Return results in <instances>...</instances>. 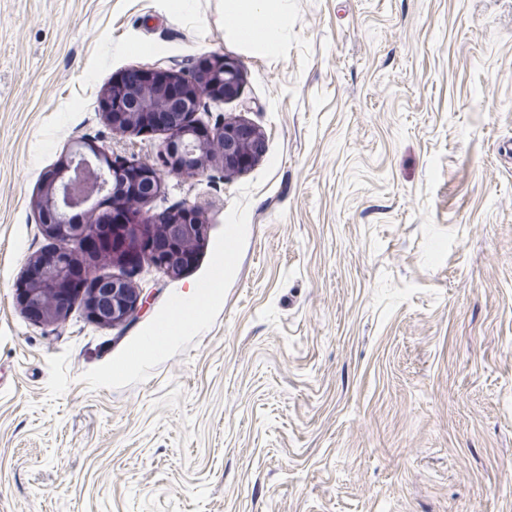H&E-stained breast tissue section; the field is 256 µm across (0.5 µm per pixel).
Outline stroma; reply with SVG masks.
Instances as JSON below:
<instances>
[{"label":"stroma","mask_w":512,"mask_h":512,"mask_svg":"<svg viewBox=\"0 0 512 512\" xmlns=\"http://www.w3.org/2000/svg\"><path fill=\"white\" fill-rule=\"evenodd\" d=\"M228 26L224 0H0V512H512V0H288L274 55ZM216 53L241 88L204 120L265 151L165 176L150 212L205 208L195 266L133 273V327L34 323L45 176L164 139L113 131L103 89ZM220 291V286L216 285L211 289L209 296L203 299L200 298V292L197 288L185 294L186 301L184 303L188 307V310L180 312L175 320L172 319L171 324L174 325L175 331L169 334H153L156 336H151L142 346V359L150 358L161 353L171 342L175 341L178 336L189 333L200 323L211 304L219 302L221 298ZM192 312L196 313L197 316H194Z\"/></svg>","instance_id":"1"}]
</instances>
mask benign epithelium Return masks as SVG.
<instances>
[{
    "mask_svg": "<svg viewBox=\"0 0 512 512\" xmlns=\"http://www.w3.org/2000/svg\"><path fill=\"white\" fill-rule=\"evenodd\" d=\"M239 77L241 65L238 60L216 53L205 65L191 71L178 73L164 68H137L115 78L103 94V99L109 102L104 118L112 129L138 134L150 124L166 134V139L159 145L155 161L141 159L135 154L122 156L112 161L104 177L92 156L78 154L65 166L69 170V178L81 182L88 194H98L106 189L112 194L121 190L124 176L131 172L140 174L148 184L160 188L165 174L179 175L190 171L202 175L207 172L214 156L212 146L218 142L222 147L224 174L231 176L239 172L254 157L252 153L244 154L247 142L254 136L251 125L239 121L210 128L201 121L197 122V139L187 151L183 149L184 129L178 113L172 111L176 103L187 108L204 98L224 101V94L233 89ZM45 183L49 184L44 190L45 198L55 205L57 211L73 212L83 207L84 199L71 195L62 174L47 176ZM154 199L155 196L151 195L140 200L137 206H126L122 220L112 224L114 248L126 247L129 234L146 239L161 232L168 224L180 225L187 239L202 237L205 219L200 208L176 207L153 219L146 215L144 206ZM42 223V234L49 244L36 253L40 262L34 276H21L17 299L30 319L47 326L50 324L48 318L56 313L55 308L33 306L31 297L61 290L74 259L75 242L79 240L83 247L93 249L99 242V232L93 226L57 222L47 211L42 214ZM147 300L141 290L135 289L130 294L122 285L114 283L100 303L102 311L92 310L91 318L100 321L105 313L112 317L109 325L130 326L146 307Z\"/></svg>",
    "mask_w": 512,
    "mask_h": 512,
    "instance_id": "obj_1",
    "label": "benign epithelium"
}]
</instances>
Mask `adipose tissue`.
<instances>
[{
    "instance_id": "obj_1",
    "label": "adipose tissue",
    "mask_w": 512,
    "mask_h": 512,
    "mask_svg": "<svg viewBox=\"0 0 512 512\" xmlns=\"http://www.w3.org/2000/svg\"><path fill=\"white\" fill-rule=\"evenodd\" d=\"M286 3L287 0H225L224 12L232 20L230 35L242 43L259 45L266 52L277 50ZM220 298L221 292L216 288L205 297L199 290H190L186 295V311L179 313L173 322L174 332L150 337L142 347L143 357L161 353L177 337L189 333Z\"/></svg>"
}]
</instances>
